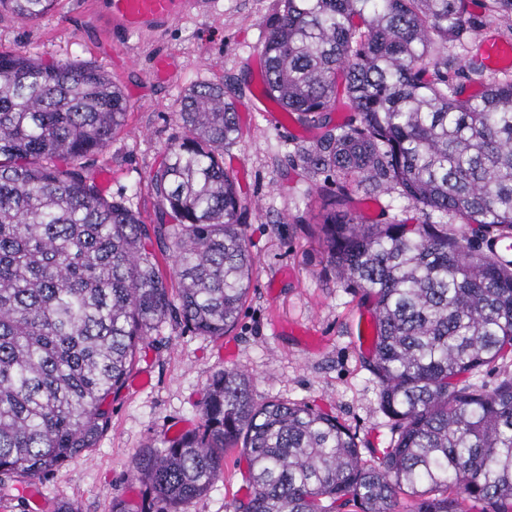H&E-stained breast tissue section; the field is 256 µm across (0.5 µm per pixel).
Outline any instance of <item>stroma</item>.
Instances as JSON below:
<instances>
[{
  "instance_id": "35a3bbf8",
  "label": "stroma",
  "mask_w": 512,
  "mask_h": 512,
  "mask_svg": "<svg viewBox=\"0 0 512 512\" xmlns=\"http://www.w3.org/2000/svg\"><path fill=\"white\" fill-rule=\"evenodd\" d=\"M87 2L59 0L35 22L0 17V48L89 63L120 85L129 111L100 157V171L109 177L108 194L148 224L158 221L150 175L182 134L179 98L197 83L223 84L239 106L241 141L225 153L224 166L253 201L245 233L254 274L237 327L224 340L182 331L169 320L152 332L111 402V419L95 448L41 477L29 512H54L65 502L79 512H112L113 500L147 499V487L133 476L137 451L165 447L177 433L197 428L209 382L230 367L249 371L256 400L302 402L335 416L356 430L364 459L377 463L391 430L366 363L371 338L360 331L372 304L329 271L319 232L336 179L312 180L294 167L298 146L316 139L318 130L272 122L249 82L260 69L276 0H216L213 13L182 17L163 33L119 36ZM162 56L173 67L158 81L153 71ZM351 208L368 224L420 219L395 191L353 201ZM245 469L239 452L225 455L223 479L182 512H232L233 500L246 493Z\"/></svg>"
}]
</instances>
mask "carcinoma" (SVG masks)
I'll list each match as a JSON object with an SVG mask.
<instances>
[{"label": "carcinoma", "instance_id": "carcinoma-1", "mask_svg": "<svg viewBox=\"0 0 512 512\" xmlns=\"http://www.w3.org/2000/svg\"><path fill=\"white\" fill-rule=\"evenodd\" d=\"M56 0H0L21 21ZM512 22V0H482ZM469 0H278L266 24L260 95L283 122L327 132L298 152L306 174L336 177L322 224L327 267L374 301L372 355L394 439L379 463L356 436L306 404L257 403L252 376L209 383L201 425L148 445L134 476L151 502L112 512H182L246 461L234 512H512V378L472 382L512 350V261L478 240L512 234V72L479 83L485 38ZM129 103L90 64L0 48V488L35 484L95 447L137 350L168 318L219 338L238 323L253 260L250 203L224 169L240 140L238 104L221 83L178 103L181 137L150 184L171 239V291L149 231L106 197L97 158ZM340 113L332 120L333 112ZM399 190L419 224H364L346 209ZM471 228L452 235L433 215Z\"/></svg>", "mask_w": 512, "mask_h": 512}]
</instances>
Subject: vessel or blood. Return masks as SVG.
<instances>
[{
	"label": "vessel or blood",
	"mask_w": 512,
	"mask_h": 512,
	"mask_svg": "<svg viewBox=\"0 0 512 512\" xmlns=\"http://www.w3.org/2000/svg\"><path fill=\"white\" fill-rule=\"evenodd\" d=\"M117 33L161 32L176 19L207 8V0H101Z\"/></svg>",
	"instance_id": "vessel-or-blood-1"
}]
</instances>
